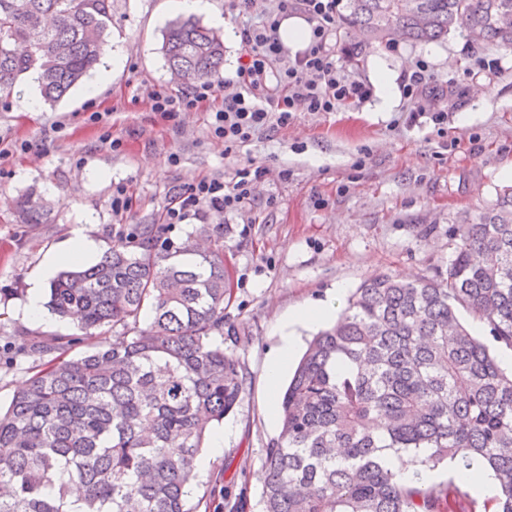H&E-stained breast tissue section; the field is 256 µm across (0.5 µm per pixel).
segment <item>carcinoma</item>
I'll return each instance as SVG.
<instances>
[{
    "mask_svg": "<svg viewBox=\"0 0 512 512\" xmlns=\"http://www.w3.org/2000/svg\"><path fill=\"white\" fill-rule=\"evenodd\" d=\"M351 58L400 40L430 43L460 29L474 45L512 47V0H346ZM112 0H0V94L32 77L44 102L64 98L100 60ZM173 80L213 79L223 36L193 18L168 24L161 47ZM51 201L17 202L24 224H47ZM193 251L136 229L66 269L48 309L79 319L83 336L30 340L32 376L0 413V512H188L206 434L232 413L246 374L222 338L228 284L224 225ZM452 259L426 275L363 281L335 324L308 342L280 398L265 448L262 512H472L450 479L421 471L479 462L512 512V371L502 369L461 312L512 349V192L456 225ZM150 316L141 324L142 315ZM104 336L91 352L73 346ZM403 453L411 478L384 450ZM84 495L73 501L68 488Z\"/></svg>",
    "mask_w": 512,
    "mask_h": 512,
    "instance_id": "carcinoma-1",
    "label": "carcinoma"
}]
</instances>
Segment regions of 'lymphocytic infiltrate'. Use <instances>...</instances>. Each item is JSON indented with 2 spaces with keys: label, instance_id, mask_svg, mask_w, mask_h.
I'll list each match as a JSON object with an SVG mask.
<instances>
[{
  "label": "lymphocytic infiltrate",
  "instance_id": "f902f5d3",
  "mask_svg": "<svg viewBox=\"0 0 512 512\" xmlns=\"http://www.w3.org/2000/svg\"><path fill=\"white\" fill-rule=\"evenodd\" d=\"M341 0H232L239 14H255L243 26L244 47L234 75L201 81L181 94L163 87L147 89L152 111L189 112L213 105L211 131L235 153L265 129L288 126L299 112H335L360 105L372 95L370 85L355 79L336 57L337 21ZM301 15L309 26L305 49L291 52L279 30L288 14ZM440 81L425 60H417L400 82L411 108L407 121L426 119L447 124L448 114L435 104ZM267 173L252 162L228 179L204 177L178 188L166 208L165 221L180 224L205 209L239 212L250 205L255 186Z\"/></svg>",
  "mask_w": 512,
  "mask_h": 512
}]
</instances>
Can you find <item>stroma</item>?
<instances>
[{
	"label": "stroma",
	"instance_id": "35a3bbf8",
	"mask_svg": "<svg viewBox=\"0 0 512 512\" xmlns=\"http://www.w3.org/2000/svg\"><path fill=\"white\" fill-rule=\"evenodd\" d=\"M168 0H112L105 53L87 97L79 83L55 105L39 102L34 79L0 96V406L31 375L18 349L40 336L78 335L76 322L22 320L30 277L76 235L104 255L119 244L112 190L133 197L132 224L152 225L160 240L181 243L201 225L224 227L231 299L224 309L239 340L233 347L248 377L243 399L218 424L220 453L202 448L190 487L191 512L262 510L264 450L278 433L268 412L281 389H269L266 363L279 345L277 326L298 309L325 303L344 309L345 291L379 272L413 277L452 258V227L494 208L512 179V47H484L499 59L494 75L467 73L474 49L455 30L437 42L400 41L369 50L353 74L372 82L375 65L393 76L416 59L448 80L440 108L447 132L407 125L408 103L379 111V97L338 112L297 113L286 127L259 135L232 155L209 128L207 109L161 115L142 90L178 91L161 53L163 30L175 19ZM35 108H28L30 98ZM99 120H91L92 111ZM26 151H18V144ZM267 167L243 213L210 210L166 224L175 190L204 176L232 177L248 160ZM54 200L46 224L16 217L19 196Z\"/></svg>",
	"mask_w": 512,
	"mask_h": 512
}]
</instances>
